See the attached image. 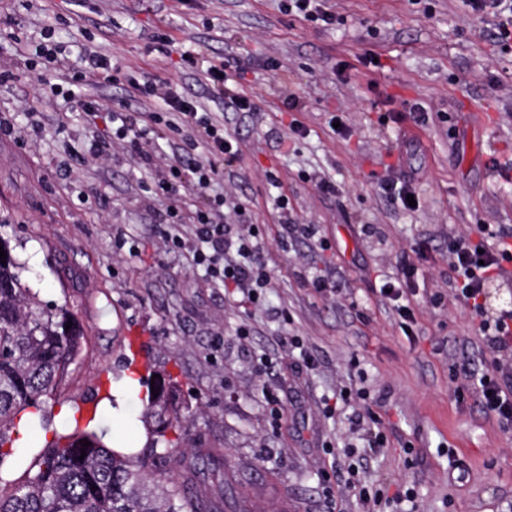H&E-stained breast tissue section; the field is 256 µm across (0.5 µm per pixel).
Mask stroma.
<instances>
[{"instance_id":"35a3bbf8","label":"stroma","mask_w":512,"mask_h":512,"mask_svg":"<svg viewBox=\"0 0 512 512\" xmlns=\"http://www.w3.org/2000/svg\"><path fill=\"white\" fill-rule=\"evenodd\" d=\"M344 19L327 30L283 13L278 0H0L22 43L0 38V234L24 263L27 285L50 304H69L87 336L74 379L49 405L50 428L65 411L116 390V376L177 375L187 404L182 447L215 448L227 467L199 472L208 494L226 496L227 512H326L322 476L331 456L322 444L341 434L321 401L358 358L388 446L360 464L369 480L420 485V512H504L512 503V429L502 430L474 398L458 401L449 367L480 362L476 323L460 304L432 308L448 290V238L475 225L512 228V184L491 158L512 156V52L488 37L462 0H330ZM60 17L59 40L91 35L101 52L127 70L162 77L212 112L241 141L225 163L221 189L232 191L265 239L275 270L262 305L252 306L209 284L188 254L167 252L163 214L137 158L113 147L105 163L85 161L92 135L70 104L38 96L25 66L24 40ZM167 46H160V36ZM192 51L224 59L257 108V119L226 110L203 72L185 68ZM379 61L365 65L366 55ZM424 109L428 120L395 121L390 109ZM343 116L348 135L334 133ZM307 135L295 137L292 124ZM394 164L420 199L409 212L391 205L376 177ZM276 176L278 187L268 178ZM334 181L321 193L315 177ZM285 193L300 224L318 225L331 247L298 237L281 244L273 198ZM419 266L414 337L402 335L391 307L372 293L377 275L399 274L401 255ZM325 275L346 296L310 284ZM249 325L240 337L237 330ZM301 337L319 361L308 370L289 351ZM277 364L261 375L256 357ZM284 413L270 419L264 393ZM100 402L108 439L147 436L140 407L121 394ZM456 461V480L448 463Z\"/></svg>"}]
</instances>
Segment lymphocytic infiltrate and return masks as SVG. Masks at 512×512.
Masks as SVG:
<instances>
[{
  "label": "lymphocytic infiltrate",
  "instance_id": "f902f5d3",
  "mask_svg": "<svg viewBox=\"0 0 512 512\" xmlns=\"http://www.w3.org/2000/svg\"><path fill=\"white\" fill-rule=\"evenodd\" d=\"M470 12L479 19L491 20L492 37L501 51L512 50V0H465ZM77 55H70L55 37L53 24H46L33 56L43 73L37 84H45L53 96L75 104L77 111L93 118L105 111L97 92L112 86L120 67L101 53L99 48L78 43ZM128 84L142 95L157 99L151 112H130L126 107L109 111L112 123L110 138L100 140L97 159L109 156L113 141H121L151 170L155 194L171 197L179 183H189L205 204L195 212L190 232H183L177 206L166 209L164 222L168 229L164 240L168 249L180 250L194 242L192 261L204 269L210 283L217 287L238 290L244 300L259 305L272 286L273 271L261 257L263 239L255 225L247 223L244 211L234 195L213 193L212 188L222 175L220 162L234 159L239 151L238 140L224 127L223 119L204 109L197 100L186 95L177 85L166 80L142 81L129 75ZM185 126L187 146H203L206 159L176 158L164 169L155 170L153 146L161 129ZM512 263V229L480 224L475 234L448 239L449 295L433 293L430 303L440 308L445 297L465 306L477 322V333L486 354L482 368L462 361L451 366V378L457 381L458 400L473 397L487 416L496 419L505 429L512 428V307L496 311L486 307L487 289ZM417 264L406 261L397 277L375 281L373 292L391 306L399 318L401 331L415 325L413 299L417 295ZM326 416L346 414L348 434L342 444L325 441L327 454L342 452L350 463L341 483L359 505L361 512H387L388 508H405L419 512L418 493L414 486L382 485L369 489L365 477L352 465L357 446L377 451L388 443L384 426L371 408L370 391L354 384L344 385L323 401Z\"/></svg>",
  "mask_w": 512,
  "mask_h": 512
}]
</instances>
